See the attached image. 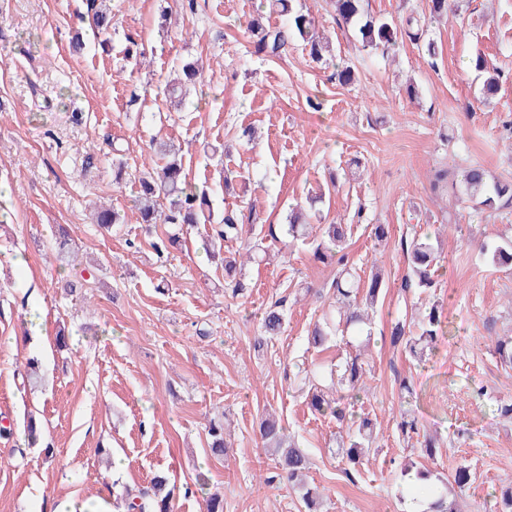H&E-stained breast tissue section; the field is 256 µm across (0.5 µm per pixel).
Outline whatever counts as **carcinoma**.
Masks as SVG:
<instances>
[{"label": "carcinoma", "instance_id": "carcinoma-1", "mask_svg": "<svg viewBox=\"0 0 512 512\" xmlns=\"http://www.w3.org/2000/svg\"><path fill=\"white\" fill-rule=\"evenodd\" d=\"M294 0H272V5L280 8L287 16L288 29L264 27L259 20L253 19L247 24V33L255 38V52L269 57H278L288 45V35L292 34L302 40L308 47L311 59L326 65L333 58L326 57L329 44L322 41L316 32L315 20L293 5ZM336 4V23L350 29L356 41L365 50L387 51L396 44L408 40L433 56L436 54L434 41L423 38V25L417 17L410 16L397 26L388 20H377L364 14L362 0H334ZM501 87L500 73L492 70L485 78L479 102L487 103L494 99ZM453 190L466 196L470 201L487 209H499L512 204V181L490 180L485 168L473 162L460 169L459 179ZM139 212L144 224H206L211 222V212L205 210L209 205L206 193L198 191L187 179L182 163L171 155L167 145L161 144L154 152V159L143 167L139 177ZM242 223L232 211L224 213L223 224L215 229V235L206 244V250L214 255L221 251L227 239L244 238L242 253L226 256L223 259L225 275L231 276L248 264L257 261L263 249L243 233ZM318 233L320 242L314 252L315 258L323 264L346 266L348 231L344 224H327L319 227L309 222L305 216V207L297 204L291 208L287 233L294 238L307 239ZM485 253L495 266H512V238L491 247H483ZM406 252L409 272L402 286L410 288H431L434 286L437 254L439 249L431 242L430 237L415 238L403 244ZM352 274L335 281L336 308L339 321L348 329L356 332L363 330L368 320L369 310L377 304L382 291L381 272L375 271L362 297L353 296L351 284ZM419 332L413 334L406 329V323L398 321L391 330V341L403 347L405 353L414 359L424 357L427 350L433 348L439 331L442 329V311L433 306L419 320ZM286 330V312L280 305L268 308L261 318L262 335L256 345L263 346L267 341L282 335ZM365 362L357 354L345 361L342 368L336 370V384L322 389L310 384L306 399L314 412L330 415L338 421H344L345 400L357 397L364 389L362 377L365 373ZM398 428L405 436L412 434L421 436L417 440L422 452L432 457L436 454L433 437L428 433H420L419 421L415 414L408 413L402 417ZM209 447L213 454L224 453V425L216 420L209 424ZM260 437L275 445L278 452L276 469L279 479L288 485L298 488L301 499L308 512H318L321 494L316 486H309L305 481V471L309 469L306 452L288 440L284 428L273 418L264 420L260 426ZM374 439V426L367 417L352 420L348 425L346 436L337 439L338 454L348 462L356 464L369 454ZM418 478L429 487L430 501L428 512H458L453 501L448 499V484H437L428 471L416 472ZM176 496L172 489L167 488L162 477L153 479L152 486L146 491L134 495L126 490L115 496V508L125 512H175Z\"/></svg>", "mask_w": 512, "mask_h": 512}]
</instances>
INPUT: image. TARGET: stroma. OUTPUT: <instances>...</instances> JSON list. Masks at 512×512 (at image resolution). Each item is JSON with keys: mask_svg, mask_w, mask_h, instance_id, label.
I'll use <instances>...</instances> for the list:
<instances>
[{"mask_svg": "<svg viewBox=\"0 0 512 512\" xmlns=\"http://www.w3.org/2000/svg\"><path fill=\"white\" fill-rule=\"evenodd\" d=\"M101 2L112 18L104 38L84 23L90 0H0V207L10 213L0 224V512L89 500L107 484L136 493L156 475L178 489V512H201L204 493L215 490L224 512H301L299 492L264 483L275 457L258 426L270 413L307 452L324 512H409L407 464L443 480L468 466L459 506L486 512L512 481V419L497 411L512 399V366L492 351L512 336V270L493 266L480 247L512 236V207L478 209L432 183L437 170L469 161L512 178L503 129L512 120V0H456L457 10L430 26L432 58L409 42L367 53L337 25L331 0H296L352 65L348 86L313 63L301 40L279 57L251 53L244 29L262 0H198L193 11L181 0ZM75 35L85 42L78 54L69 47ZM131 37L140 51L132 59ZM478 55L502 79L483 107L470 66ZM191 60L204 66L201 88L185 107L165 105L171 71ZM249 127L258 134L252 147L238 137ZM156 139L179 148L214 219L236 204L225 172L241 174L256 201L238 204L242 222L269 255L246 266L241 290L205 255L209 225L139 223L138 174ZM92 146L98 159L87 168ZM116 157L128 164L119 185ZM333 172L322 214L350 225L355 275L365 280L376 268L387 283L367 392L353 406L373 420L376 452L352 474L336 453L339 423L310 410L301 388L307 371L343 363L356 343L346 334L326 349L309 346L314 323L336 315L332 298L311 292H326L335 271L283 231L289 205L325 188ZM96 204L124 213V223L92 224ZM377 224L388 227L381 243ZM62 229L84 270L72 295L64 287L74 267L54 259ZM169 233L181 247L157 253L154 242ZM427 235L441 253L436 287L402 291V244ZM281 298L286 332L255 347L261 310ZM436 304L449 332L415 361L392 345L390 324ZM33 357L41 380L26 387L20 373ZM404 379L415 394L401 390ZM407 410L438 433L434 458L401 435ZM217 417L230 445L223 457L207 445ZM32 419L46 445L28 444Z\"/></svg>", "mask_w": 512, "mask_h": 512, "instance_id": "stroma-1", "label": "stroma"}]
</instances>
